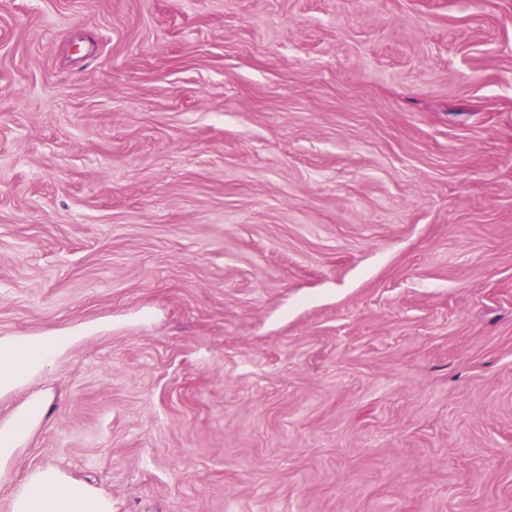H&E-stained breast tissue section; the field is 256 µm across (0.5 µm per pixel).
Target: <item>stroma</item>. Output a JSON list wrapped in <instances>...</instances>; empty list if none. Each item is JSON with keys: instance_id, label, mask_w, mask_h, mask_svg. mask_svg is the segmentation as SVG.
Masks as SVG:
<instances>
[{"instance_id": "obj_1", "label": "stroma", "mask_w": 512, "mask_h": 512, "mask_svg": "<svg viewBox=\"0 0 512 512\" xmlns=\"http://www.w3.org/2000/svg\"><path fill=\"white\" fill-rule=\"evenodd\" d=\"M70 330L15 478L512 512V0H0V336Z\"/></svg>"}]
</instances>
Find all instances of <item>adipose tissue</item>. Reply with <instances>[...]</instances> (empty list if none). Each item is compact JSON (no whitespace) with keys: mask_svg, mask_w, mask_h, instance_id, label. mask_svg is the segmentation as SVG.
<instances>
[{"mask_svg":"<svg viewBox=\"0 0 512 512\" xmlns=\"http://www.w3.org/2000/svg\"><path fill=\"white\" fill-rule=\"evenodd\" d=\"M74 342L66 334L0 336V396L18 390L30 377L52 366ZM46 405L43 396H32L0 422V485L9 489V512H112L109 496L61 468L38 466L22 479H14L18 452L43 419Z\"/></svg>","mask_w":512,"mask_h":512,"instance_id":"obj_1","label":"adipose tissue"}]
</instances>
